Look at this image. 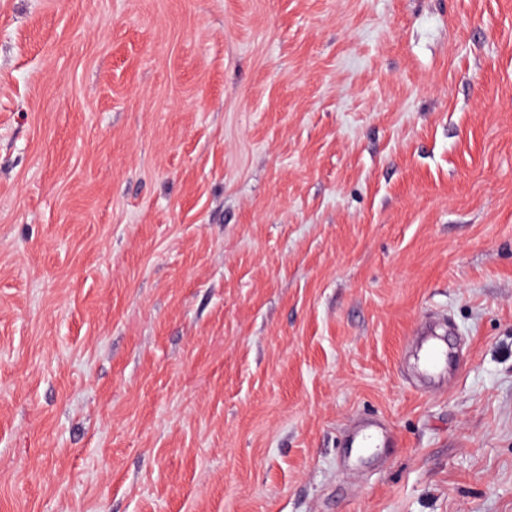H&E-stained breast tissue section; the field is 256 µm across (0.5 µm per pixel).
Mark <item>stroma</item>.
Returning <instances> with one entry per match:
<instances>
[{
    "label": "stroma",
    "instance_id": "stroma-1",
    "mask_svg": "<svg viewBox=\"0 0 512 512\" xmlns=\"http://www.w3.org/2000/svg\"><path fill=\"white\" fill-rule=\"evenodd\" d=\"M0 512H512V0H0Z\"/></svg>",
    "mask_w": 512,
    "mask_h": 512
}]
</instances>
